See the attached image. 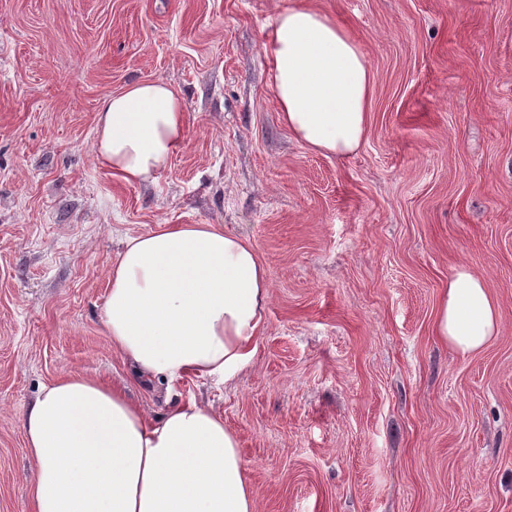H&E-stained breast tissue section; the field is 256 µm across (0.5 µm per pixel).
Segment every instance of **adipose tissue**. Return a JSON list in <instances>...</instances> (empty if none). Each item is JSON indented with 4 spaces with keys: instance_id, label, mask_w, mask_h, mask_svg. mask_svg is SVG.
<instances>
[{
    "instance_id": "obj_1",
    "label": "adipose tissue",
    "mask_w": 512,
    "mask_h": 512,
    "mask_svg": "<svg viewBox=\"0 0 512 512\" xmlns=\"http://www.w3.org/2000/svg\"><path fill=\"white\" fill-rule=\"evenodd\" d=\"M278 118L308 150L345 158L364 142L374 76L365 51L326 13L289 0L265 46ZM179 94L161 80L104 99L97 162L130 185L155 181L185 140ZM270 282L245 237L219 224H163L127 238L109 274L101 320L139 380L188 375L229 384L264 330ZM485 281L458 267L439 298L434 333L463 354L499 333ZM35 463L33 512H257V495L219 411L189 400L161 417L128 395L127 380L64 374L23 420Z\"/></svg>"
}]
</instances>
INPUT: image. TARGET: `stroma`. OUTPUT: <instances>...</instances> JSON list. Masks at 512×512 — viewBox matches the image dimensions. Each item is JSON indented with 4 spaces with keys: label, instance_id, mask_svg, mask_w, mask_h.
Masks as SVG:
<instances>
[{
    "label": "stroma",
    "instance_id": "obj_1",
    "mask_svg": "<svg viewBox=\"0 0 512 512\" xmlns=\"http://www.w3.org/2000/svg\"><path fill=\"white\" fill-rule=\"evenodd\" d=\"M374 75L339 159L278 118L279 0H0V512H31L23 418L66 372L130 368L100 315L124 240L219 224L264 260L250 364L165 396L224 414L258 512H512V0H311ZM162 80L186 141L148 186L92 153L100 102ZM500 304L464 355L432 324L458 266Z\"/></svg>",
    "mask_w": 512,
    "mask_h": 512
}]
</instances>
